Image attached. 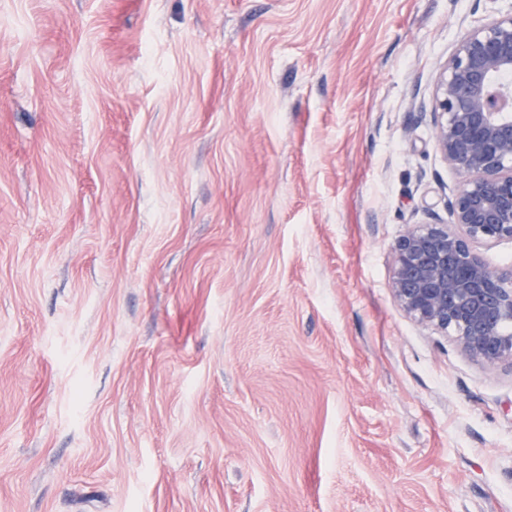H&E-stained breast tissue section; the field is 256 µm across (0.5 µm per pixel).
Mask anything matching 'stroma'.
<instances>
[{"instance_id": "1", "label": "stroma", "mask_w": 512, "mask_h": 512, "mask_svg": "<svg viewBox=\"0 0 512 512\" xmlns=\"http://www.w3.org/2000/svg\"><path fill=\"white\" fill-rule=\"evenodd\" d=\"M476 0H0V512H512V364L395 301Z\"/></svg>"}]
</instances>
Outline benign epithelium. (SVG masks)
Returning a JSON list of instances; mask_svg holds the SVG:
<instances>
[{
  "label": "benign epithelium",
  "instance_id": "7a95c632",
  "mask_svg": "<svg viewBox=\"0 0 512 512\" xmlns=\"http://www.w3.org/2000/svg\"><path fill=\"white\" fill-rule=\"evenodd\" d=\"M512 8L454 46L436 84L438 152L457 178L447 224L408 228L392 247L391 289L417 323L452 336L470 358L512 364V269L478 244L512 241Z\"/></svg>",
  "mask_w": 512,
  "mask_h": 512
}]
</instances>
